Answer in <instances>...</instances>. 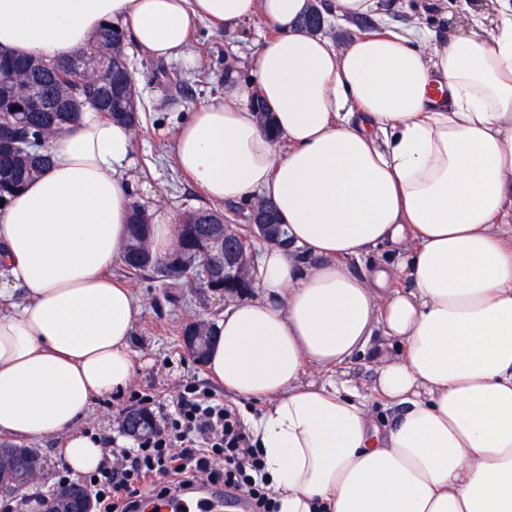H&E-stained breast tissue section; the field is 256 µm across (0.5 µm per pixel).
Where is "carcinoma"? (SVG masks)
<instances>
[{"instance_id": "1", "label": "carcinoma", "mask_w": 512, "mask_h": 512, "mask_svg": "<svg viewBox=\"0 0 512 512\" xmlns=\"http://www.w3.org/2000/svg\"><path fill=\"white\" fill-rule=\"evenodd\" d=\"M130 39L121 26L107 25L89 44L67 56L44 59L0 51V201L22 189L49 164L41 144L56 131L52 123L74 124L82 113L112 116L139 130L141 103L129 70L127 53L113 52ZM224 212L188 207L177 227L172 252L164 259L144 248L148 217L130 215L123 246L127 272L142 277L159 273L175 285L224 288ZM41 453L19 462L15 474L26 484L42 477Z\"/></svg>"}]
</instances>
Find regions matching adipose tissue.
I'll list each match as a JSON object with an SVG mask.
<instances>
[{
	"mask_svg": "<svg viewBox=\"0 0 512 512\" xmlns=\"http://www.w3.org/2000/svg\"><path fill=\"white\" fill-rule=\"evenodd\" d=\"M499 2L490 20L464 0L467 29L440 40L384 25L338 45L300 28L310 0H0V50L46 59L118 22L147 57L196 68L193 20L263 19L252 81L226 76L174 148L210 200L261 196L286 231L206 358L278 512H512V0ZM49 153L0 205V436H61L83 475L103 451L77 422L135 372L141 306L109 270L153 193L123 122L83 113ZM383 245L395 260L353 272Z\"/></svg>",
	"mask_w": 512,
	"mask_h": 512,
	"instance_id": "ef3b65f1",
	"label": "adipose tissue"
}]
</instances>
